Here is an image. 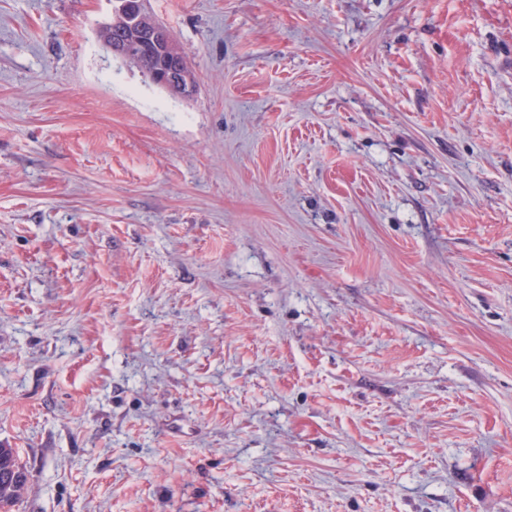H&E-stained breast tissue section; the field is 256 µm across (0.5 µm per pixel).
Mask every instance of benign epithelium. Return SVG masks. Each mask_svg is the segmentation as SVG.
<instances>
[{"label":"benign epithelium","mask_w":512,"mask_h":512,"mask_svg":"<svg viewBox=\"0 0 512 512\" xmlns=\"http://www.w3.org/2000/svg\"><path fill=\"white\" fill-rule=\"evenodd\" d=\"M146 0H124L120 11L132 10L136 16L138 36L118 38L106 45L112 54L138 64L146 63L153 55L159 61L147 66L146 73L157 85L171 93L189 97L194 91V82L184 62V53L180 44L169 29L146 11Z\"/></svg>","instance_id":"benign-epithelium-1"}]
</instances>
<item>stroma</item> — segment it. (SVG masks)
<instances>
[{"label": "stroma", "mask_w": 512, "mask_h": 512, "mask_svg": "<svg viewBox=\"0 0 512 512\" xmlns=\"http://www.w3.org/2000/svg\"><path fill=\"white\" fill-rule=\"evenodd\" d=\"M0 0L13 512H512V0ZM147 0L122 1L121 12L131 11L133 7L136 22L139 23L138 31L132 18H127L122 27L129 36L134 38H118L110 42L109 32L106 45L112 55H117L138 64H146L148 58L157 55L158 63L154 66L147 65L146 73L157 85L167 89L171 93L189 97L194 91V82L190 71L184 62V53L180 44L170 33L169 29L146 11L144 3Z\"/></svg>", "instance_id": "obj_1"}]
</instances>
